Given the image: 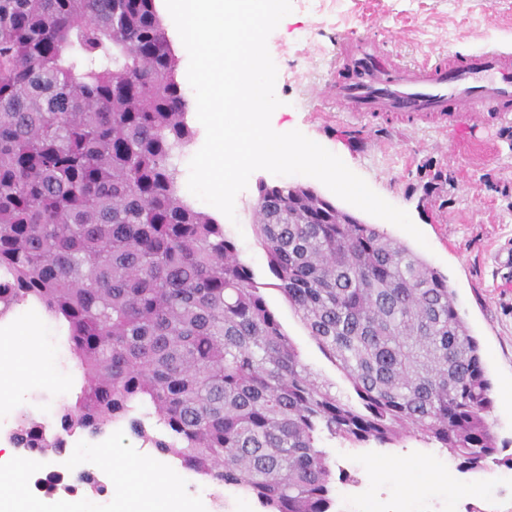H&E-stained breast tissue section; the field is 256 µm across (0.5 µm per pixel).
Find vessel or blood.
Returning a JSON list of instances; mask_svg holds the SVG:
<instances>
[{
	"label": "vessel or blood",
	"instance_id": "1",
	"mask_svg": "<svg viewBox=\"0 0 512 512\" xmlns=\"http://www.w3.org/2000/svg\"><path fill=\"white\" fill-rule=\"evenodd\" d=\"M325 85L359 124L375 118L453 132L512 119V51L495 46L405 62L384 52L377 36L344 33L334 44Z\"/></svg>",
	"mask_w": 512,
	"mask_h": 512
}]
</instances>
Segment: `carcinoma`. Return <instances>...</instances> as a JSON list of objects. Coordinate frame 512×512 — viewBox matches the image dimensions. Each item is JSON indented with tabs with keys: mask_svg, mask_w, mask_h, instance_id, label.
<instances>
[{
	"mask_svg": "<svg viewBox=\"0 0 512 512\" xmlns=\"http://www.w3.org/2000/svg\"><path fill=\"white\" fill-rule=\"evenodd\" d=\"M180 63L157 0H0V318L53 315L83 375L53 434L27 415L11 442L60 455L126 421L263 512H331L351 476L325 436L415 439L462 472L497 461L448 279L312 188L262 181L275 287L353 394L303 363L224 225L182 191L197 130Z\"/></svg>",
	"mask_w": 512,
	"mask_h": 512,
	"instance_id": "cac0c4a2",
	"label": "carcinoma"
}]
</instances>
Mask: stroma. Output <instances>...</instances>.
Here are the masks:
<instances>
[{
  "mask_svg": "<svg viewBox=\"0 0 512 512\" xmlns=\"http://www.w3.org/2000/svg\"><path fill=\"white\" fill-rule=\"evenodd\" d=\"M293 11L268 38L278 75L275 131L300 130L337 154L381 197L406 210L424 234L419 245L391 223L385 232L447 277L460 315L479 342L491 380L490 420L498 444L512 454V122L446 133L431 125H396L357 130L335 105L318 101L337 35L356 31L388 40L390 50L408 61L486 46L512 47V0H292ZM278 178L255 171L235 202L236 222L224 233L240 258L263 283V292L304 363L332 382L339 394L351 386L322 353L307 328L272 284L266 255L254 225L259 183ZM41 363L56 377L50 390L27 386L0 393V444L21 416L46 411L47 425L70 404L81 372L46 321ZM111 458H104L103 448ZM87 456L103 482L112 464L151 458L175 476L180 496L193 512H221L205 494L209 481L164 457L131 435L125 424L107 431L101 447ZM354 490L369 494L368 512H512V468L491 463L481 472L436 470L439 449L409 439L387 448H353Z\"/></svg>",
  "mask_w": 512,
  "mask_h": 512,
  "instance_id": "35a3bbf8",
  "label": "stroma"
}]
</instances>
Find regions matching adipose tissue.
<instances>
[{"label":"adipose tissue","instance_id":"obj_1","mask_svg":"<svg viewBox=\"0 0 512 512\" xmlns=\"http://www.w3.org/2000/svg\"><path fill=\"white\" fill-rule=\"evenodd\" d=\"M27 461L19 456H6L0 468V512H42L24 489ZM115 512H189L160 466L139 462L136 470L117 464L113 467Z\"/></svg>","mask_w":512,"mask_h":512}]
</instances>
